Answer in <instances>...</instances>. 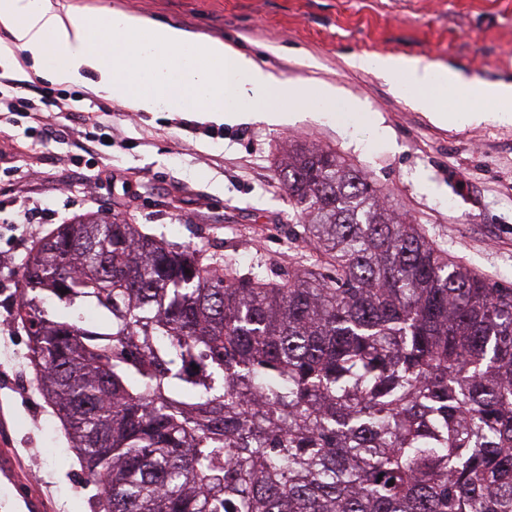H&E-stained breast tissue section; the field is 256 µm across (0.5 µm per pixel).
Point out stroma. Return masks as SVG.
I'll return each mask as SVG.
<instances>
[{"label": "stroma", "mask_w": 512, "mask_h": 512, "mask_svg": "<svg viewBox=\"0 0 512 512\" xmlns=\"http://www.w3.org/2000/svg\"><path fill=\"white\" fill-rule=\"evenodd\" d=\"M71 2L89 20L133 12L222 39L280 78L341 87L365 105L368 119L307 109L278 125L224 124L191 112H131L93 84L51 83L16 52L0 73L26 97L53 92L65 111L43 139L29 120L0 115V326L19 301L29 247L57 226L55 210L118 214L214 262L229 256L273 279L303 269L313 248L279 177L282 155L299 142L335 149L449 258L512 283V124L435 123L352 64L357 56L404 55L453 67L468 80L512 83V0ZM80 113L104 122L111 147L87 141ZM23 206L33 210L31 223H13ZM27 346L21 327L0 329L8 432L25 467H40L37 486L57 512H72L65 491L84 475L78 462L64 466L42 454L51 409L20 354Z\"/></svg>", "instance_id": "1"}]
</instances>
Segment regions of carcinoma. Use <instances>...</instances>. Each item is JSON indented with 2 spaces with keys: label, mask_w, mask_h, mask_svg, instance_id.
<instances>
[{
  "label": "carcinoma",
  "mask_w": 512,
  "mask_h": 512,
  "mask_svg": "<svg viewBox=\"0 0 512 512\" xmlns=\"http://www.w3.org/2000/svg\"><path fill=\"white\" fill-rule=\"evenodd\" d=\"M280 181L315 250L281 281L115 214L29 250L14 319L95 504L512 512V286L333 149L294 146Z\"/></svg>",
  "instance_id": "carcinoma-1"
}]
</instances>
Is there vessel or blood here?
<instances>
[{"label":"vessel or blood","mask_w":512,"mask_h":512,"mask_svg":"<svg viewBox=\"0 0 512 512\" xmlns=\"http://www.w3.org/2000/svg\"><path fill=\"white\" fill-rule=\"evenodd\" d=\"M50 506L21 471L9 436L0 437V512H49Z\"/></svg>","instance_id":"vessel-or-blood-1"}]
</instances>
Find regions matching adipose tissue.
Listing matches in <instances>:
<instances>
[{
    "label": "adipose tissue",
    "mask_w": 512,
    "mask_h": 512,
    "mask_svg": "<svg viewBox=\"0 0 512 512\" xmlns=\"http://www.w3.org/2000/svg\"><path fill=\"white\" fill-rule=\"evenodd\" d=\"M0 56L26 53L57 85L94 75L98 92L133 112H200L228 123L281 122L312 105L330 112L362 106L336 85L313 88L281 79L223 40L192 39L184 30L131 12L90 22L64 0H0ZM355 67L390 83L395 95L441 124H512V83L462 79L451 68L405 56H361Z\"/></svg>",
    "instance_id": "adipose-tissue-1"
}]
</instances>
